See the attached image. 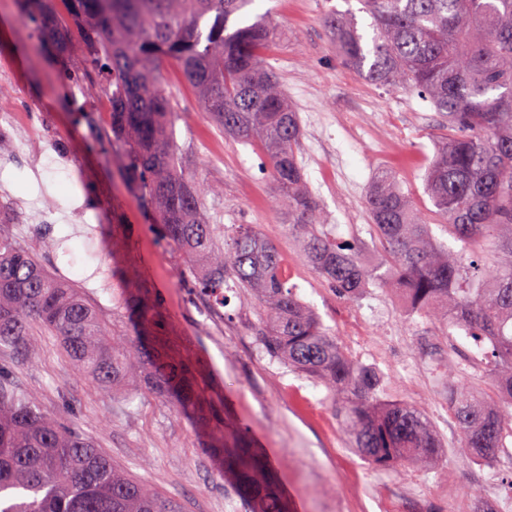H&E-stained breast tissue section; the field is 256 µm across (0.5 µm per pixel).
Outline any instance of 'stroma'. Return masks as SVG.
<instances>
[{
	"label": "stroma",
	"instance_id": "obj_1",
	"mask_svg": "<svg viewBox=\"0 0 512 512\" xmlns=\"http://www.w3.org/2000/svg\"><path fill=\"white\" fill-rule=\"evenodd\" d=\"M333 9L355 10L360 26L369 22L359 0H258L255 11L272 12L280 29L266 61L300 116L306 182L336 237L369 242L365 197L378 169L396 173L421 213L432 210L422 175L443 128L427 103L371 85L337 60L322 25ZM82 59L78 46L61 61L19 0H0V139L9 155L0 164V204L15 211L14 239L75 281L115 335L145 339L186 364L202 408L176 407L135 374L117 394L101 392L37 331L23 350L0 353L18 387L184 512H245L219 451L232 431L266 457L288 512H413L398 493L405 483L418 485L425 512H471L470 488L485 472L502 498L512 497L504 468L512 438L499 462L479 465L463 451L447 408L452 361L465 368L459 391L494 399L483 348L410 314L397 290L373 287L352 301L329 288L288 234L264 157L225 136L165 65L184 171L211 188L202 201L208 223L227 231L255 225L281 255L289 285L349 357L382 373V398L426 413L440 444L430 466L368 464L351 448L326 388L264 350L250 294L226 281L218 305L190 288L179 253L126 180L124 154L95 126L106 118L100 100L70 93L73 80L85 78Z\"/></svg>",
	"mask_w": 512,
	"mask_h": 512
}]
</instances>
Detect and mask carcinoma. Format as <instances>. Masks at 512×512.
I'll list each match as a JSON object with an SVG mask.
<instances>
[{
	"label": "carcinoma",
	"mask_w": 512,
	"mask_h": 512,
	"mask_svg": "<svg viewBox=\"0 0 512 512\" xmlns=\"http://www.w3.org/2000/svg\"><path fill=\"white\" fill-rule=\"evenodd\" d=\"M256 0H26L40 34L63 58L74 42L105 81L108 132L125 155L127 180L196 276L224 300L232 277L262 311L266 352L323 385L353 447L375 467L429 466L437 442L423 412L379 398L381 373L352 361L317 314L288 286L276 250L249 224L229 241L202 221L207 188L182 170L173 106L161 83L174 64L225 133L266 156L288 234L315 274L358 299L394 284L410 314L489 345L486 375L497 400L462 394L448 368V407L462 447L484 463L512 437V0H361L369 18L332 11L324 25L341 62L367 82L429 102L448 134L426 173L437 219L464 250L434 239L396 174L378 170L367 211L381 255L338 240L325 223L297 157V113L264 55L279 33L270 14L244 20ZM0 219V350L23 348L38 327L58 338L70 363L102 391L131 371L145 387L195 395L184 366L141 342H122L76 284L52 276ZM495 261L484 262L489 247ZM224 472L250 512H286L264 461L224 449ZM0 512H182L180 505L112 464L87 435L43 411L0 366Z\"/></svg>",
	"instance_id": "obj_1"
}]
</instances>
